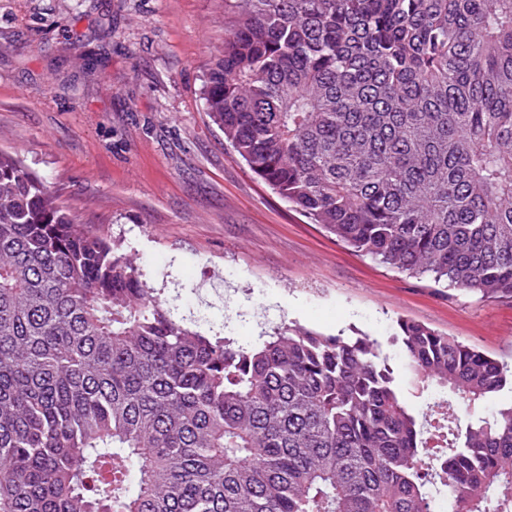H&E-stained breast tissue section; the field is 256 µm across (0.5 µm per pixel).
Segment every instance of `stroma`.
<instances>
[{"instance_id": "stroma-1", "label": "stroma", "mask_w": 512, "mask_h": 512, "mask_svg": "<svg viewBox=\"0 0 512 512\" xmlns=\"http://www.w3.org/2000/svg\"><path fill=\"white\" fill-rule=\"evenodd\" d=\"M224 0H0V148L134 257L187 326L243 346L296 325L378 341L402 320L512 366V299L392 269L311 223L234 152L204 107Z\"/></svg>"}]
</instances>
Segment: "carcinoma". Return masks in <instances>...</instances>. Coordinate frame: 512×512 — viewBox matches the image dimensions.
Listing matches in <instances>:
<instances>
[{"label":"carcinoma","mask_w":512,"mask_h":512,"mask_svg":"<svg viewBox=\"0 0 512 512\" xmlns=\"http://www.w3.org/2000/svg\"><path fill=\"white\" fill-rule=\"evenodd\" d=\"M225 7L203 99L250 170L359 252L512 298V0ZM390 343L418 391L509 383L423 325ZM437 485L512 512V404L417 413L368 336L198 334L0 149V512H438Z\"/></svg>","instance_id":"obj_1"}]
</instances>
